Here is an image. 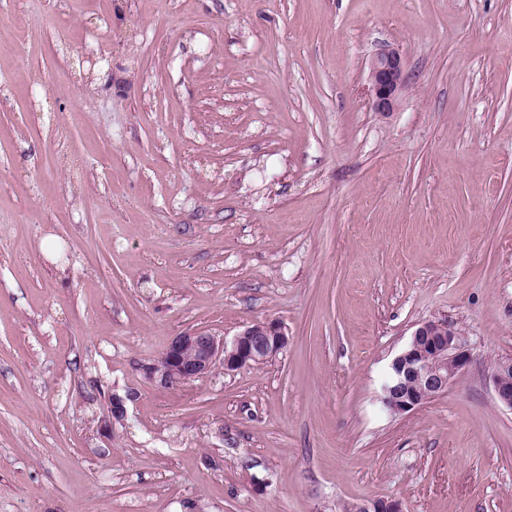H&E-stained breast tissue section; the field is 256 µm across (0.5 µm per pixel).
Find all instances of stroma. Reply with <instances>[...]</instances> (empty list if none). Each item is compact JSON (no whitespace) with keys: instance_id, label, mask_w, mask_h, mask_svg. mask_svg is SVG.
<instances>
[{"instance_id":"obj_1","label":"stroma","mask_w":512,"mask_h":512,"mask_svg":"<svg viewBox=\"0 0 512 512\" xmlns=\"http://www.w3.org/2000/svg\"><path fill=\"white\" fill-rule=\"evenodd\" d=\"M429 319L473 360L389 413ZM510 355L512 0H0V512H512ZM368 77L374 111H394L408 81L401 53L386 49L376 54L369 62ZM288 345V332L278 321L246 327L230 340L208 331H187L175 336L159 361L148 367V379L161 385L187 383L216 368L234 371L275 359ZM491 377L498 404L512 411V356L498 359Z\"/></svg>"}]
</instances>
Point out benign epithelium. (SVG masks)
Returning <instances> with one entry per match:
<instances>
[{
  "label": "benign epithelium",
  "mask_w": 512,
  "mask_h": 512,
  "mask_svg": "<svg viewBox=\"0 0 512 512\" xmlns=\"http://www.w3.org/2000/svg\"><path fill=\"white\" fill-rule=\"evenodd\" d=\"M368 77L374 111H394L408 81L401 53L386 49L376 54L369 62ZM287 345L288 332L274 320L254 323L229 340L208 331H187L170 341L146 375L162 385L187 383L218 367L234 371L268 363ZM471 361V351L457 329L443 321H423L391 361L381 402L393 414L418 409L447 392ZM492 383L498 404L512 411V356L497 360ZM353 510L404 512L402 502L393 498L357 503Z\"/></svg>",
  "instance_id": "7a95c632"
}]
</instances>
